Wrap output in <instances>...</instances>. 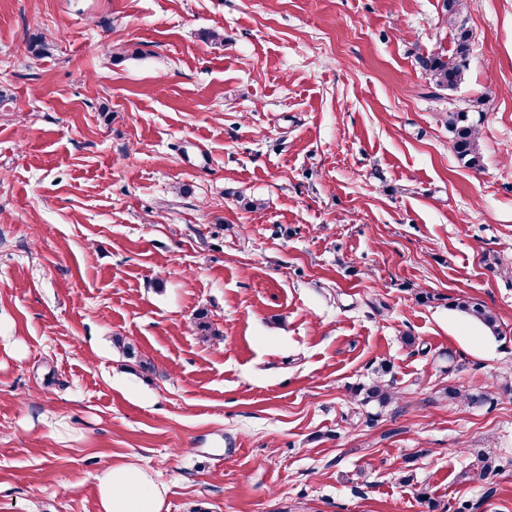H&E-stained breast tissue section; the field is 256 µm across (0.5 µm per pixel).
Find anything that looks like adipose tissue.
<instances>
[{"instance_id": "obj_1", "label": "adipose tissue", "mask_w": 512, "mask_h": 512, "mask_svg": "<svg viewBox=\"0 0 512 512\" xmlns=\"http://www.w3.org/2000/svg\"><path fill=\"white\" fill-rule=\"evenodd\" d=\"M96 480L99 512H160L164 490L144 469L107 464Z\"/></svg>"}]
</instances>
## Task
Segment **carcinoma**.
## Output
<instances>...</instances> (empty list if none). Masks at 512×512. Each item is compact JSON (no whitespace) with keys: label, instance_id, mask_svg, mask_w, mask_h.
Wrapping results in <instances>:
<instances>
[{"label":"carcinoma","instance_id":"carcinoma-1","mask_svg":"<svg viewBox=\"0 0 512 512\" xmlns=\"http://www.w3.org/2000/svg\"><path fill=\"white\" fill-rule=\"evenodd\" d=\"M443 10L447 22L455 28L454 47L451 54L432 51L418 58L419 64L428 76L430 84L440 90L453 91L465 79L466 62L471 53V35L464 26L458 24L459 17L465 8L464 0H443ZM445 122L448 131L452 134L451 147L457 158L469 168L480 167V132L463 111H450L446 114ZM452 308L483 324L494 336H500L496 316L483 305L469 300L458 298ZM390 371V366L382 364L377 370V376L369 384L363 386L364 398L387 404L393 398L390 385L383 380V375ZM446 394L450 398L464 397L472 405H483L491 401V392L480 391L463 394L459 390L449 387ZM501 463L497 458L484 452L476 454L475 477L487 480L500 470Z\"/></svg>","mask_w":512,"mask_h":512}]
</instances>
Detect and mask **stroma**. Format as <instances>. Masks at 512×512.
Returning <instances> with one entry per match:
<instances>
[{
  "instance_id": "35a3bbf8",
  "label": "stroma",
  "mask_w": 512,
  "mask_h": 512,
  "mask_svg": "<svg viewBox=\"0 0 512 512\" xmlns=\"http://www.w3.org/2000/svg\"><path fill=\"white\" fill-rule=\"evenodd\" d=\"M441 4L0 0V512H98L106 460L161 512H512V0L454 92ZM469 112L448 111L445 122L452 134L451 147L457 158L469 168L480 167V132ZM453 309L483 324L494 336L500 337L496 316L486 307L477 302L458 298L451 305ZM390 371V366L383 363L377 370V376L369 384L363 386L364 398L368 401H376L379 404H387L393 398L390 385L382 379L383 375Z\"/></svg>"
}]
</instances>
